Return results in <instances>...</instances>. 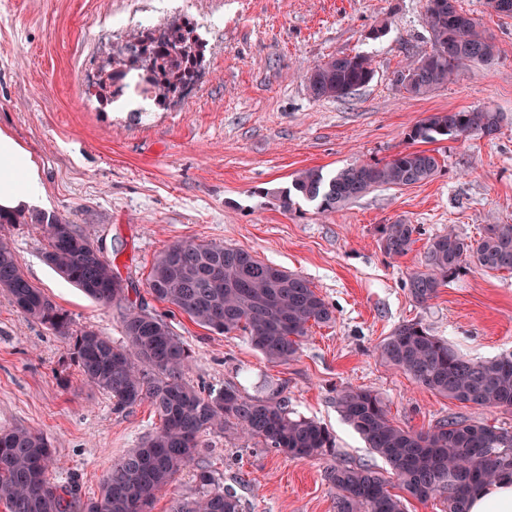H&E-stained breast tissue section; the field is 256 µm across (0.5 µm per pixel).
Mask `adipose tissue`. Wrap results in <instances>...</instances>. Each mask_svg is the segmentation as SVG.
Listing matches in <instances>:
<instances>
[{
  "label": "adipose tissue",
  "instance_id": "1",
  "mask_svg": "<svg viewBox=\"0 0 512 512\" xmlns=\"http://www.w3.org/2000/svg\"><path fill=\"white\" fill-rule=\"evenodd\" d=\"M42 193L38 166L31 154L0 131V209L31 207Z\"/></svg>",
  "mask_w": 512,
  "mask_h": 512
}]
</instances>
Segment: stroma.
I'll list each match as a JSON object with an SVG mask.
<instances>
[{
  "label": "stroma",
  "instance_id": "stroma-1",
  "mask_svg": "<svg viewBox=\"0 0 512 512\" xmlns=\"http://www.w3.org/2000/svg\"><path fill=\"white\" fill-rule=\"evenodd\" d=\"M125 0H0V130L36 158L44 210L90 234L137 301L165 316L191 351L187 381L202 393L234 386L264 396L285 385L290 408L336 436L346 461L385 469L336 409L338 388L379 394L394 422L415 431L459 416L512 428V413L449 400L385 366L376 346L400 322H422L467 357L512 353V273L467 267L426 305L404 283L423 269L432 236L454 228L480 237L488 224H512V18L488 0H459L493 33V66L468 64L458 77L411 98L395 78L410 56L432 48L426 0H229L224 48L207 56L206 78L182 109L138 120L103 107L84 78L99 74L122 43L101 37L98 17ZM382 29L370 38L371 29ZM370 57L374 77L340 100L317 101L307 70L336 55ZM500 112L491 138L434 142L442 169L427 182L371 191L337 212L275 196L300 171L331 173L412 149L410 127L451 109ZM418 225L411 252L391 259L382 225ZM193 237L250 250L305 276L335 318L313 326L294 360L268 362L239 332L209 331L147 288L155 257ZM29 281L67 312L72 330L93 329L125 342L123 308L88 298L43 258L39 224L0 225ZM159 419L149 403L117 411L87 385L67 339L26 321L0 292V430L25 426L50 442L56 481L77 482L97 498L106 474L138 447ZM331 458L298 460L236 432L207 434L195 461L155 500L151 512L201 489L209 471L242 500L243 512H334L324 478Z\"/></svg>",
  "mask_w": 512,
  "mask_h": 512
}]
</instances>
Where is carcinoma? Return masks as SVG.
<instances>
[{"instance_id": "carcinoma-1", "label": "carcinoma", "mask_w": 512, "mask_h": 512, "mask_svg": "<svg viewBox=\"0 0 512 512\" xmlns=\"http://www.w3.org/2000/svg\"><path fill=\"white\" fill-rule=\"evenodd\" d=\"M425 16L432 50L399 71V86L411 97L425 96L452 81L470 63L492 65L496 42L480 21L461 12L457 0ZM198 50L189 33L137 60L145 84L166 73L176 81L191 76ZM374 77L364 54L333 56L306 73L315 100L343 99ZM501 115L484 108L436 112L414 123L413 142L445 136L484 138L500 130ZM440 161L430 149L400 152L384 162L353 163L331 176L320 168L300 171L291 186L276 191L282 207L293 197L317 203L322 214L339 210L369 191L403 187L431 179ZM0 224H41L47 233L44 260L62 278L103 304L125 303L126 343L115 345L95 330L69 332L70 319L22 271L13 250L0 242V289L24 318L69 339L72 360L86 385L107 394L118 410L149 402L158 415L156 431L118 460L95 500H82L73 483L52 478L54 458L47 438L25 427L0 430V502L8 512H149L154 499L199 453L200 436L234 430L259 439L294 459L336 455V437L317 421L293 415L284 388L263 397L229 386L206 396L184 381L190 350L163 317L129 301L112 264L94 251L85 232L56 214L0 210ZM419 228L396 222L380 228V245L390 258L412 250ZM472 264L486 271L512 273V224H487L477 240L454 229L428 240L425 269L408 276L411 298L424 305L440 288ZM147 286L158 301L175 307L198 325L228 334L242 331L268 362L286 364L298 354L314 325L334 319L329 303L304 276L267 263L249 251L215 242L176 240L155 259ZM384 365L401 370L424 389L460 403L512 411V353L486 361L461 354L419 322L398 324L376 346ZM343 419L389 467L344 461L325 478L336 490L335 512H406L404 501L440 498L448 512H466L477 487L512 477V430L451 417L425 431L396 424L385 403L350 385L336 390ZM200 498L177 502L172 512H243L240 498L203 472ZM397 487L401 493L392 492Z\"/></svg>"}]
</instances>
